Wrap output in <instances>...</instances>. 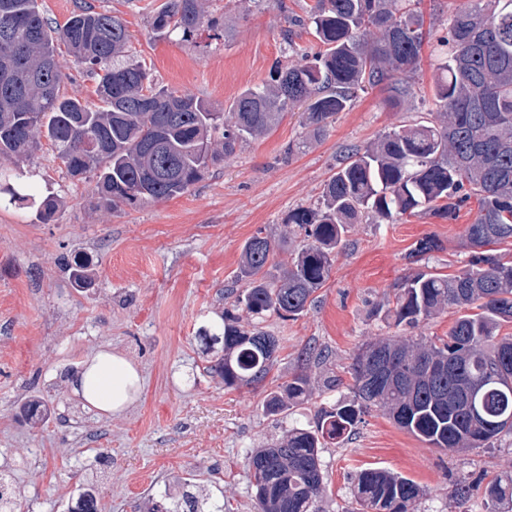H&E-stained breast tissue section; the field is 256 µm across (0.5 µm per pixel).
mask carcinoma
<instances>
[{
    "label": "carcinoma",
    "instance_id": "cac0c4a2",
    "mask_svg": "<svg viewBox=\"0 0 512 512\" xmlns=\"http://www.w3.org/2000/svg\"><path fill=\"white\" fill-rule=\"evenodd\" d=\"M208 0H165L150 16L152 31L191 41L219 20ZM421 0H314L308 16L322 46L300 51L272 84L248 87L220 112L192 93L170 91L126 54L131 34L107 12L78 6L53 27L38 0H0V158L20 161L46 138L67 173H94V193L106 211L137 207L186 193L209 167L248 139L267 135L283 113L303 107L309 137H322L358 92L386 82L392 99L412 94L426 39ZM65 46L95 79L99 104L60 94L65 78L57 59ZM431 90L437 120L391 129L347 150L325 181L320 199L288 210L278 244L259 230L242 246L233 310L204 329L207 371L227 388L263 382L278 358L277 337L255 319L276 314L296 320L330 277L347 227L367 217L395 223L430 214L453 220L471 200L469 268L456 275L418 271L397 286L387 317L418 328L452 307L458 316L444 338L394 336L363 344L351 366L353 403L323 408L315 425L292 428L257 448L247 469L258 512H320L325 489L320 449L347 437L360 415L377 409L404 431L448 453L493 448L512 435V262L493 246L512 240V0H468L436 37ZM15 168L8 204L55 220L58 200L40 197ZM303 244L288 250L290 237ZM309 379L296 374L268 393L271 416L309 402ZM463 506L476 495L483 512H512V472L487 482L458 480ZM424 490L383 468L356 477L344 512H414ZM21 491L0 472V512H15ZM201 486L151 505V512H201Z\"/></svg>",
    "mask_w": 512,
    "mask_h": 512
}]
</instances>
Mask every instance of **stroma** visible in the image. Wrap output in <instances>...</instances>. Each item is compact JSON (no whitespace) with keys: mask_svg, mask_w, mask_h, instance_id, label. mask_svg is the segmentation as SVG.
<instances>
[{"mask_svg":"<svg viewBox=\"0 0 512 512\" xmlns=\"http://www.w3.org/2000/svg\"><path fill=\"white\" fill-rule=\"evenodd\" d=\"M120 16L132 35L131 53L160 85L228 108L246 87L268 82L296 47L317 51L305 19L307 0H209L224 22L220 37L193 41L156 35L149 15L163 0H88ZM293 38H286V29ZM436 65L425 45L412 78L413 94L391 105L386 86L359 94L326 134L308 138L300 112L287 113L268 135L243 143L211 166L181 196L116 212L99 208L92 180L72 179L50 142L24 162L39 195L62 202L44 224L30 208L0 207V472L23 495L16 512H64L87 489L100 512H147L149 499L177 492L196 474L224 512H256L246 456L289 429L314 423L319 408L352 398L349 374L365 342L397 335L378 308L418 267L455 274L470 260L463 246L476 204L455 220L411 216L393 224L351 225L330 279L298 320L264 317L279 340L278 360L258 385L225 388L207 374L202 330L224 309V291L238 287L240 252L257 230L284 234V214L316 202L343 151L378 134L434 118L431 82ZM432 237L439 248L412 264L409 252ZM90 261V278L76 286L75 258ZM107 347L136 364L142 392L125 412L100 414L68 387L86 355ZM306 373L311 402L273 419L264 408L276 379ZM335 377L336 388L324 387ZM38 402V413L28 406ZM326 491L322 512H343L355 479L383 467L425 489L416 512H482L480 500L459 507L449 496L460 477L512 471V436L493 448L449 455L398 428L378 411L362 415L348 438L320 454Z\"/></svg>","mask_w":512,"mask_h":512,"instance_id":"1","label":"stroma"}]
</instances>
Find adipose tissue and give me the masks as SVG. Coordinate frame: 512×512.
Returning a JSON list of instances; mask_svg holds the SVG:
<instances>
[{"mask_svg": "<svg viewBox=\"0 0 512 512\" xmlns=\"http://www.w3.org/2000/svg\"><path fill=\"white\" fill-rule=\"evenodd\" d=\"M69 385L86 406L115 414L133 404L141 391L142 378L133 362L102 348L87 356Z\"/></svg>", "mask_w": 512, "mask_h": 512, "instance_id": "1", "label": "adipose tissue"}]
</instances>
